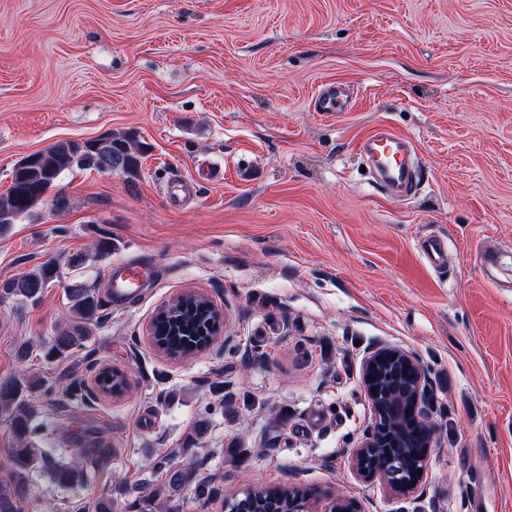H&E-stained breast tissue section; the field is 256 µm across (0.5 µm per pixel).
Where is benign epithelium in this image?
I'll return each instance as SVG.
<instances>
[{"label": "benign epithelium", "instance_id": "benign-epithelium-1", "mask_svg": "<svg viewBox=\"0 0 512 512\" xmlns=\"http://www.w3.org/2000/svg\"><path fill=\"white\" fill-rule=\"evenodd\" d=\"M390 361L400 364L403 372L411 376V383L401 386V394L394 397L381 390L376 379L379 367ZM111 383V371L106 370L97 378L96 386L89 393L93 396H124V392L117 386L107 388ZM362 383L369 400L371 418L362 438L351 452L352 470L362 482L372 484L379 481L395 494L409 496L417 492L426 469H421V474L415 476L406 486L398 483L391 485L384 475L385 465L378 462L374 453L378 448H403L410 444L411 436L405 431L408 425L420 433L426 452H431L439 426L431 421L428 414L426 373L418 358L411 352L395 346H381L368 350L364 356Z\"/></svg>", "mask_w": 512, "mask_h": 512}]
</instances>
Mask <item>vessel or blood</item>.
I'll list each match as a JSON object with an SVG mask.
<instances>
[{"label":"vessel or blood","instance_id":"b4317fda","mask_svg":"<svg viewBox=\"0 0 512 512\" xmlns=\"http://www.w3.org/2000/svg\"><path fill=\"white\" fill-rule=\"evenodd\" d=\"M351 99L349 89L341 85H325L314 96L320 112L344 111ZM359 150L374 166L392 194L405 198L416 185L412 164L413 145L409 138L387 127H378L361 141ZM425 260L434 267L444 264L448 246L443 238L429 237L423 249ZM151 270L138 261L112 264L106 271L104 286L111 303L120 305L139 294L150 280Z\"/></svg>","mask_w":512,"mask_h":512}]
</instances>
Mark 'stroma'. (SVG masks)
Segmentation results:
<instances>
[{
	"label": "stroma",
	"mask_w": 512,
	"mask_h": 512,
	"mask_svg": "<svg viewBox=\"0 0 512 512\" xmlns=\"http://www.w3.org/2000/svg\"><path fill=\"white\" fill-rule=\"evenodd\" d=\"M326 82L352 90L348 111H314ZM380 124L416 145L408 200L362 168L357 145ZM120 132L149 146L138 175L65 174L0 237V280L76 255L96 288L113 260L158 272L59 359L41 347L68 319L62 285L0 300V380L31 342L35 426L63 448L115 450L68 488L34 471L22 512L106 496L128 512L164 482V455L228 490L310 488L317 512L340 491L361 512H471L478 496L512 512V0H0V194L21 158ZM201 167L223 180L171 202ZM432 235L448 244L439 268L421 252ZM102 237L112 254L96 260ZM189 289L229 321L175 362L147 328ZM384 345L418 357L441 428L406 499L350 468L370 419L362 360ZM112 366L128 395L87 396L93 369ZM201 418L202 444L184 448ZM189 291H185L181 294H179L178 296H176L170 303L166 304L165 306L161 307L157 313L155 314V316L153 317L152 321L150 322V325H149V337H150V341L152 343V345L159 351H161L162 353H164L165 355H167L163 350H164V346L161 345V344H157L154 340V325L157 323L158 320H166L167 316L169 314H173V312L176 310V307L180 304V303H183L185 298H186V294L188 293ZM214 341V340H213ZM213 341H211L207 346L203 347L200 349V351L198 353H195V354H191V355H187L185 357H173V356H168L169 358L171 359H174V360H181V359H185V358H188V357H191V356H194V355H198L204 351H206L210 345L213 343Z\"/></svg>",
	"instance_id": "stroma-1"
}]
</instances>
